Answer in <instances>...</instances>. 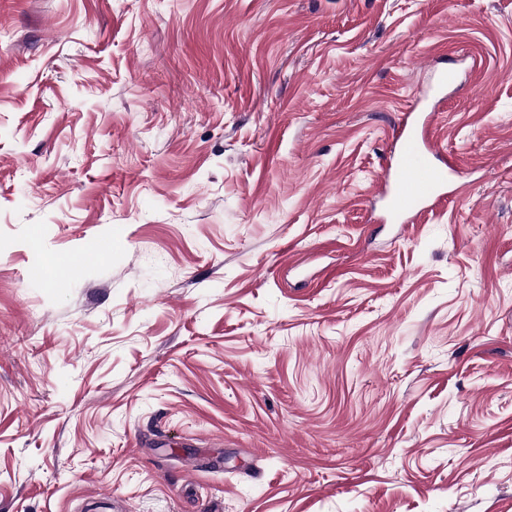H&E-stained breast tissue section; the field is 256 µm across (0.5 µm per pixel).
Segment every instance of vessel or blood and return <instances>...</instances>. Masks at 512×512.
<instances>
[{"mask_svg":"<svg viewBox=\"0 0 512 512\" xmlns=\"http://www.w3.org/2000/svg\"><path fill=\"white\" fill-rule=\"evenodd\" d=\"M424 127L419 116L404 115L395 134L398 151L379 177V192L397 219L424 210L429 202L446 200V186L461 178L453 161H440L439 149L425 138Z\"/></svg>","mask_w":512,"mask_h":512,"instance_id":"1","label":"vessel or blood"}]
</instances>
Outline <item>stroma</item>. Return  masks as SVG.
Instances as JSON below:
<instances>
[{
  "mask_svg": "<svg viewBox=\"0 0 512 512\" xmlns=\"http://www.w3.org/2000/svg\"><path fill=\"white\" fill-rule=\"evenodd\" d=\"M0 512H512V0H0ZM407 113L399 122L395 139L399 143L387 168L379 177V193L386 198L389 213L396 219L408 218L422 211L426 204L447 199L442 190L459 182L461 175L456 164L448 158L438 164L439 149L424 136L430 115Z\"/></svg>",
  "mask_w": 512,
  "mask_h": 512,
  "instance_id": "obj_1",
  "label": "stroma"
}]
</instances>
